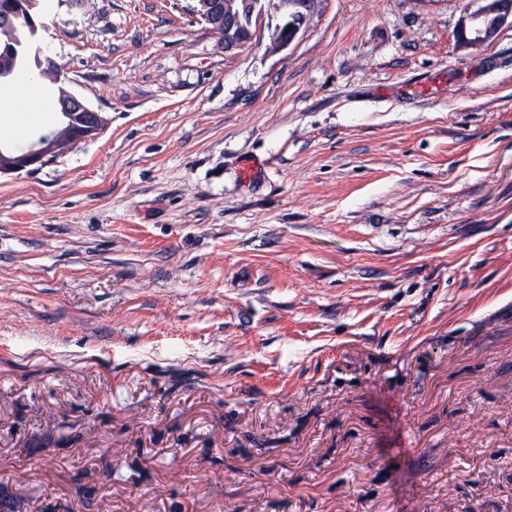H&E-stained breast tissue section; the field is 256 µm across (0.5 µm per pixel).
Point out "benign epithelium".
<instances>
[{
    "label": "benign epithelium",
    "instance_id": "1",
    "mask_svg": "<svg viewBox=\"0 0 512 512\" xmlns=\"http://www.w3.org/2000/svg\"><path fill=\"white\" fill-rule=\"evenodd\" d=\"M202 21L221 28L224 45L239 48L253 42L264 28L275 30L281 46L291 45L306 28L317 0H195ZM512 27V0H471L457 29L463 45H481ZM60 116L69 122L73 135L67 139L45 138L23 154L0 155V173L34 169L45 157L68 153L76 144L96 137L104 117L84 99L69 94L59 106Z\"/></svg>",
    "mask_w": 512,
    "mask_h": 512
}]
</instances>
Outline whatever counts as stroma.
<instances>
[{"label": "stroma", "mask_w": 512, "mask_h": 512, "mask_svg": "<svg viewBox=\"0 0 512 512\" xmlns=\"http://www.w3.org/2000/svg\"><path fill=\"white\" fill-rule=\"evenodd\" d=\"M193 5L45 0L106 124L0 174V512H512V28ZM195 0L196 12L224 34L228 49L252 43L265 27L274 28L281 46H290L306 28L317 0ZM292 26V29H289Z\"/></svg>", "instance_id": "obj_1"}]
</instances>
